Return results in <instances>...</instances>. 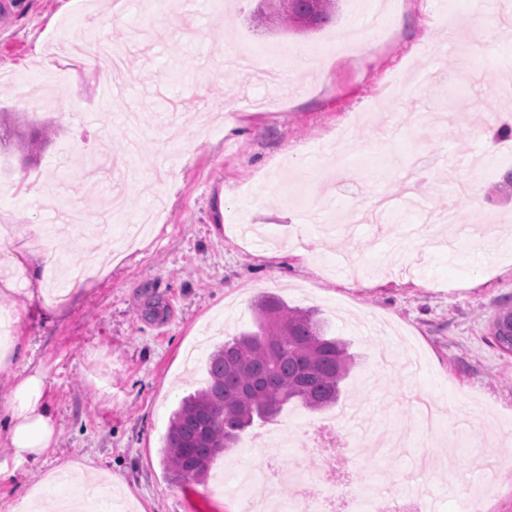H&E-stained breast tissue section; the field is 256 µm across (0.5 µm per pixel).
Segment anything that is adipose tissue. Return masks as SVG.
Masks as SVG:
<instances>
[{
	"instance_id": "adipose-tissue-1",
	"label": "adipose tissue",
	"mask_w": 512,
	"mask_h": 512,
	"mask_svg": "<svg viewBox=\"0 0 512 512\" xmlns=\"http://www.w3.org/2000/svg\"><path fill=\"white\" fill-rule=\"evenodd\" d=\"M45 380L40 373L19 379L10 393L0 397V424H5L18 459H35L55 442L56 427L42 403Z\"/></svg>"
}]
</instances>
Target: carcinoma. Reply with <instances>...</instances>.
<instances>
[{
    "label": "carcinoma",
    "mask_w": 512,
    "mask_h": 512,
    "mask_svg": "<svg viewBox=\"0 0 512 512\" xmlns=\"http://www.w3.org/2000/svg\"><path fill=\"white\" fill-rule=\"evenodd\" d=\"M280 24L315 29L331 21L335 0H280ZM256 330L244 331L214 351L206 386L184 397L172 413L162 463L177 481L207 479L213 459L231 448L254 420L268 422L299 402L311 411L336 405L352 356L327 334L313 309L290 307L274 295L255 304ZM492 338L512 353V309L499 312Z\"/></svg>",
    "instance_id": "1"
}]
</instances>
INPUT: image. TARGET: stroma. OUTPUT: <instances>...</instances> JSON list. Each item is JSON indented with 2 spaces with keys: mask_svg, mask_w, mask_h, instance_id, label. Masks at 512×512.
<instances>
[{
  "mask_svg": "<svg viewBox=\"0 0 512 512\" xmlns=\"http://www.w3.org/2000/svg\"><path fill=\"white\" fill-rule=\"evenodd\" d=\"M504 0H338L330 23L288 30L261 21V0H0V286L26 288L30 254L106 275L71 283L57 310L13 309L22 347L0 392L34 371L56 441L37 460L0 450V512L34 495L55 512L51 474L68 465L112 475L126 512H237L216 475L238 455L277 456L362 405L364 428L405 432L403 455L363 448L356 486L386 490L416 472L436 512H512V354L492 345L512 307V247L452 240L433 214L512 227V171L493 133L512 113V20ZM385 8L395 38L364 27ZM178 25H171V17ZM115 42L119 99L69 41ZM333 40L318 66L295 48ZM233 98L232 118L224 116ZM49 128L27 150L22 135ZM38 194H30V186ZM42 228L25 235L27 225ZM312 308L356 361L336 406L288 405L215 458L203 484H177L159 450L171 413L204 386L217 345L254 327L261 296ZM434 396L484 438L433 434L398 393Z\"/></svg>",
  "mask_w": 512,
  "mask_h": 512,
  "instance_id": "obj_1",
  "label": "stroma"
}]
</instances>
